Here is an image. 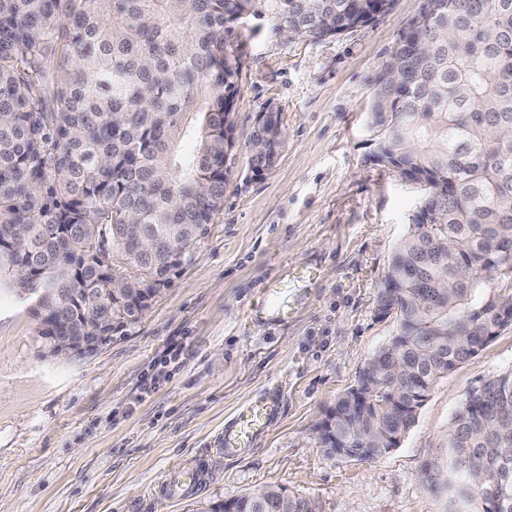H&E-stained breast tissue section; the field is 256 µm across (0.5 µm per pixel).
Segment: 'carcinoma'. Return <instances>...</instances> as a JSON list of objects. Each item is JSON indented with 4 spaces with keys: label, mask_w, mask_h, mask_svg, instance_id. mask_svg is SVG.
Instances as JSON below:
<instances>
[{
    "label": "carcinoma",
    "mask_w": 512,
    "mask_h": 512,
    "mask_svg": "<svg viewBox=\"0 0 512 512\" xmlns=\"http://www.w3.org/2000/svg\"><path fill=\"white\" fill-rule=\"evenodd\" d=\"M392 2L0 0V282L75 334L109 315L114 333L137 322L149 304H123L112 278L153 297L224 208L240 67L230 25L265 18L323 40ZM371 84L375 158L425 194L378 293L393 341L319 425L331 449L383 442L362 448L366 461L512 325V0H421ZM281 145L275 112L247 136L250 168ZM421 480L441 512H454L452 490L468 496L463 512H512V371L467 393ZM207 512L320 509L264 487Z\"/></svg>",
    "instance_id": "1"
}]
</instances>
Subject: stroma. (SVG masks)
Listing matches in <instances>:
<instances>
[{
	"label": "stroma",
	"instance_id": "obj_1",
	"mask_svg": "<svg viewBox=\"0 0 512 512\" xmlns=\"http://www.w3.org/2000/svg\"><path fill=\"white\" fill-rule=\"evenodd\" d=\"M420 0L323 41L247 19L233 120L281 117L283 146L261 175L239 147L224 209L191 260L135 324L96 352L41 354L34 299L0 288V487L9 512H206L262 486L321 512H437L420 470L465 395L512 370V326L430 392L399 447L372 461L324 448L316 427L396 332L377 295L423 190L373 157L371 78ZM317 278L284 323L246 314L265 288ZM155 378L142 392L146 378ZM278 408L253 444L219 453L249 401ZM208 459L192 493L166 486Z\"/></svg>",
	"mask_w": 512,
	"mask_h": 512
}]
</instances>
